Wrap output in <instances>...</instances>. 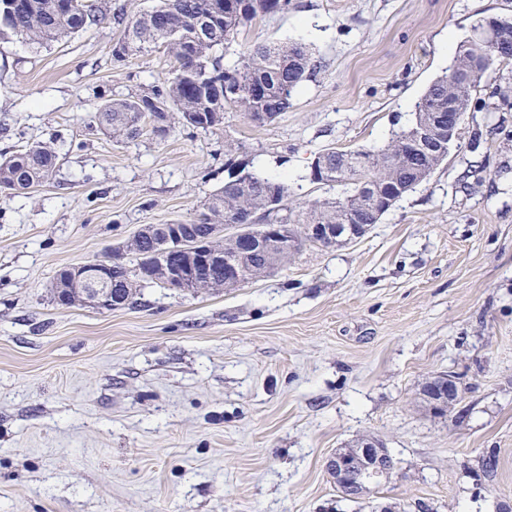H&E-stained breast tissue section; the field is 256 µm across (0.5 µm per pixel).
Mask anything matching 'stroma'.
Listing matches in <instances>:
<instances>
[{
    "label": "stroma",
    "instance_id": "35a3bbf8",
    "mask_svg": "<svg viewBox=\"0 0 512 512\" xmlns=\"http://www.w3.org/2000/svg\"><path fill=\"white\" fill-rule=\"evenodd\" d=\"M512 0H291L223 51L306 45L320 70L272 123L113 141L99 96L162 84L153 48L117 61L104 21L39 49L0 42V154L57 136L53 179L0 193V512H496L512 502V64L473 97L457 147L356 242L307 247L218 293L156 284L135 307L56 303L58 269L147 224L194 218L229 166L288 182L329 147L375 150L479 20ZM457 375L447 415L418 397ZM381 439L398 467L342 499L325 463ZM497 460L493 475L484 456Z\"/></svg>",
    "mask_w": 512,
    "mask_h": 512
}]
</instances>
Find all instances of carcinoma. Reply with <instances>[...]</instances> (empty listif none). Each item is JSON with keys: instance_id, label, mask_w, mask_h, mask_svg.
Wrapping results in <instances>:
<instances>
[{"instance_id": "carcinoma-1", "label": "carcinoma", "mask_w": 512, "mask_h": 512, "mask_svg": "<svg viewBox=\"0 0 512 512\" xmlns=\"http://www.w3.org/2000/svg\"><path fill=\"white\" fill-rule=\"evenodd\" d=\"M291 0H154V5L130 15L118 8L112 23L122 37L121 53L162 46L177 66L172 77L147 92L102 100L96 111L100 130L114 138L133 139L145 131L164 141L172 121L189 129L208 130L224 123V111L237 108L257 124L272 122L292 108V93L317 69L310 50L300 44L262 45L244 56L241 66L226 69L219 52L230 44L245 24L261 15L288 9ZM106 14L97 0H17L16 8L0 12V40L20 38L39 48L59 42L102 23ZM207 21V35L197 36L199 21ZM492 37L477 36L469 46L459 45L448 73L435 79L415 104L408 129L392 135L377 151L350 150L336 155L330 148L315 155V166L327 170L323 184L339 188L342 195L306 209L288 206L290 187L279 178L252 173L233 176L214 191L203 211L191 223L197 234L210 224H248L269 221L286 225L283 247L272 253L258 246L240 271L243 281L263 276L268 267L293 256L288 244L313 245L306 240V224H377L387 213L373 187L390 185L401 199L425 181L448 156V149L415 151L408 141L420 133L432 112L466 113L478 105L472 94L504 63L512 61V20L494 18ZM59 153L52 140L39 141L9 155L0 154V191L26 194L49 182L58 166ZM163 225L124 243L139 267L161 269L167 256L159 243L166 239ZM112 289L121 307L138 303L146 280L125 264L112 270ZM88 285L62 268L53 284L54 299L63 305H83Z\"/></svg>"}]
</instances>
